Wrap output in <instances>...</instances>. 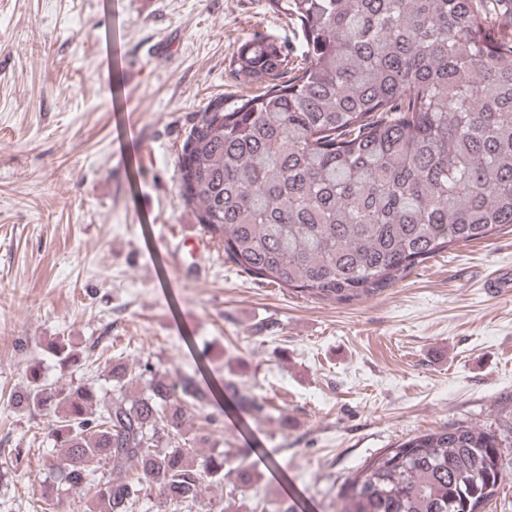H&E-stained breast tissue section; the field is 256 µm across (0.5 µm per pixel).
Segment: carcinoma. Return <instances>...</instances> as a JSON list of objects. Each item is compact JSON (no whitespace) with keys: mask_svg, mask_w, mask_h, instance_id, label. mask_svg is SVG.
<instances>
[{"mask_svg":"<svg viewBox=\"0 0 512 512\" xmlns=\"http://www.w3.org/2000/svg\"><path fill=\"white\" fill-rule=\"evenodd\" d=\"M296 25L292 56L262 35L232 58L260 93L209 103L186 137L180 190L203 234L248 275L322 303L372 299L434 254L512 229V0H266ZM78 365L69 340L49 346ZM110 389L50 386L39 372L12 406L54 415L55 483L92 490V512L140 497L177 508L227 484L237 512L255 452L199 451L195 377L148 360L106 362ZM242 412L262 398L225 385ZM512 441L455 424L361 466L340 512H486ZM110 475L96 477L102 467Z\"/></svg>","mask_w":512,"mask_h":512,"instance_id":"cac0c4a2","label":"carcinoma"}]
</instances>
